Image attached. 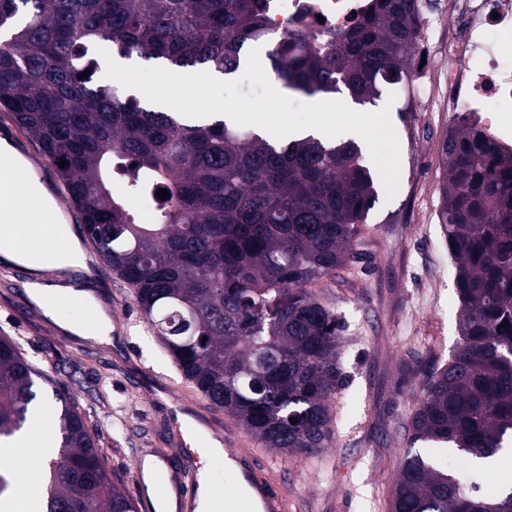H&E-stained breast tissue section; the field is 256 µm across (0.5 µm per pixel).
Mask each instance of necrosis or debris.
Here are the masks:
<instances>
[{"mask_svg":"<svg viewBox=\"0 0 512 512\" xmlns=\"http://www.w3.org/2000/svg\"><path fill=\"white\" fill-rule=\"evenodd\" d=\"M371 0H265L268 29L278 35L334 36L355 27ZM418 53L426 61L411 81L415 111L435 124L466 112L501 147L512 136V0H417Z\"/></svg>","mask_w":512,"mask_h":512,"instance_id":"obj_1","label":"necrosis or debris"}]
</instances>
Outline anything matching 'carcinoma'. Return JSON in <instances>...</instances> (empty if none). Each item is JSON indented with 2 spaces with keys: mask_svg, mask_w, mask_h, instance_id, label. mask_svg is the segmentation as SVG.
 I'll use <instances>...</instances> for the list:
<instances>
[{
  "mask_svg": "<svg viewBox=\"0 0 512 512\" xmlns=\"http://www.w3.org/2000/svg\"><path fill=\"white\" fill-rule=\"evenodd\" d=\"M416 29L415 0H373L357 27L319 49L271 36L263 0H0V111L38 142L96 254L131 288L184 378L279 453L314 454L333 437L341 323L309 286L354 258L376 202L362 150L328 137L284 144L227 116L164 111L97 80L92 49L228 75L263 43L267 74L289 89L345 91L365 104L411 78ZM441 161L438 219L461 342L425 380L391 508L512 512V488L481 492L483 461L512 449V152L463 116ZM123 194L139 197L155 222L137 223ZM36 377L50 381L18 339L0 336V442L28 423ZM58 400L42 512H137L96 434ZM419 442L456 449L464 468L448 469Z\"/></svg>",
  "mask_w": 512,
  "mask_h": 512,
  "instance_id": "1",
  "label": "carcinoma"
}]
</instances>
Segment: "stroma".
<instances>
[{
  "instance_id": "35a3bbf8",
  "label": "stroma",
  "mask_w": 512,
  "mask_h": 512,
  "mask_svg": "<svg viewBox=\"0 0 512 512\" xmlns=\"http://www.w3.org/2000/svg\"><path fill=\"white\" fill-rule=\"evenodd\" d=\"M443 169L434 140L424 138L412 162L402 163L400 184L377 200L359 234L348 266L322 279L313 296L345 322L339 356L349 383L331 404L334 438L315 455L277 456L282 478L298 512H391L398 468L408 449L411 413L426 376L448 363L460 341L461 304L438 208ZM112 315L128 327L137 354L157 374L178 371L150 334L130 288L114 275ZM56 319L19 307L11 289L0 287V335L18 337L26 357L47 380H36L35 406L49 435L61 404L62 385L89 427L95 429L106 468L131 496H138L135 467L164 450V406L129 387L110 346L58 327L57 318H85L86 307L68 303Z\"/></svg>"
}]
</instances>
